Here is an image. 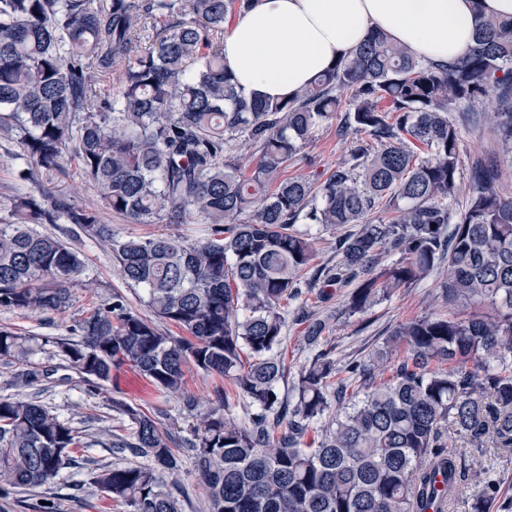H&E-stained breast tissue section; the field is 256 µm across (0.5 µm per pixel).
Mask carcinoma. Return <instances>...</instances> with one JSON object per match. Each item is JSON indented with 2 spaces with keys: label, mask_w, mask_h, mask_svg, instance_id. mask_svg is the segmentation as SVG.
Returning <instances> with one entry per match:
<instances>
[{
  "label": "carcinoma",
  "mask_w": 512,
  "mask_h": 512,
  "mask_svg": "<svg viewBox=\"0 0 512 512\" xmlns=\"http://www.w3.org/2000/svg\"><path fill=\"white\" fill-rule=\"evenodd\" d=\"M251 0H0V131L23 162L13 221L0 222V308L63 312L84 271L80 251L31 224H73L112 252L120 275L179 336L162 332L120 294L77 325L79 338L49 337L54 356L84 380H108L129 363L164 393L180 394L185 368L229 378L253 409L247 422L206 413L192 458L209 512H426L445 489L481 484L470 512H488L498 484L469 473L450 441L476 452L512 451V198L478 166L454 210L461 130L452 112L485 97L505 107L512 140V18L480 21L459 62H424L376 30L293 97L255 100L224 68L227 19ZM112 88L96 89L98 76ZM341 120H336V117ZM364 132L336 168L313 180L285 175L325 125ZM75 164L104 205L134 224H207L200 240L120 236L97 211L42 192V181ZM392 213L389 221L374 214ZM351 227L336 241L325 288L352 287L347 311L362 314L397 288L443 270L448 304L398 324L378 357L406 355L378 380L369 359L346 366L321 355L303 366L294 402L279 384L285 302L299 295L315 259L311 229ZM398 259L384 264L382 254ZM28 340L0 327V363L26 360ZM338 398L330 419V396ZM112 408L132 423L105 433L148 465L106 466L104 497L129 512H181L164 476L183 455L146 413ZM320 440L305 438L315 426ZM99 443L47 405L0 397V482L52 483L69 449Z\"/></svg>",
  "instance_id": "cac0c4a2"
}]
</instances>
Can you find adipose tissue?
<instances>
[{"instance_id":"ef3b65f1","label":"adipose tissue","mask_w":512,"mask_h":512,"mask_svg":"<svg viewBox=\"0 0 512 512\" xmlns=\"http://www.w3.org/2000/svg\"><path fill=\"white\" fill-rule=\"evenodd\" d=\"M512 17V0H254L224 39V65L247 97L292 95L370 31L418 58H460L479 18Z\"/></svg>"}]
</instances>
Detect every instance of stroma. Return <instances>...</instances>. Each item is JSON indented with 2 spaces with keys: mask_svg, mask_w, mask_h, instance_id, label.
<instances>
[{
  "mask_svg": "<svg viewBox=\"0 0 512 512\" xmlns=\"http://www.w3.org/2000/svg\"><path fill=\"white\" fill-rule=\"evenodd\" d=\"M477 121L462 124L458 182L461 192L458 205H465L471 186L472 168L476 162L491 163L496 174V185L503 196L512 197V145L503 142L498 134L501 107L496 97L481 100L477 106ZM351 142L338 136L335 127L320 130L316 139L308 143L300 160L291 165L287 173L310 178L330 171L348 153ZM48 195L79 207L95 208L102 223L111 225L121 235L148 237L157 234L192 237L199 229L196 221L186 224H132L124 217L106 208L93 187L79 178L74 166L54 174L44 181ZM76 245L85 255L84 276L93 281V289L73 287V302L65 312L31 314L20 310H0V327L10 328L21 336L38 339L39 347L26 363L0 364V396L36 399L52 407L61 419L71 421L74 427L94 434L102 429L127 436L131 433L129 418L113 410V401L119 400L143 409L167 432L181 453H188L190 440L195 435L198 416L217 404L224 393H232L234 385L227 377L192 370L186 375L185 392L196 400L195 410H187L183 398L168 396L156 388L139 393L135 386L142 375L127 364L112 368L108 381L86 382L81 378H67L65 369L59 368L51 347L44 338L71 336L75 326L88 308L111 300L121 294L138 313L146 308L137 291L128 288L112 260L111 252L99 242L79 235ZM347 289L302 288L299 296L288 305L285 336L280 351L288 365V379L282 382L283 394H290L292 383L298 378L302 366L311 357L305 343L306 325L301 313H309L325 325L320 348L338 366L352 360L368 359L382 348L393 328L428 313L447 312L448 303L441 295L439 281L429 277L424 282L392 291L367 313L351 315L346 311ZM26 368H50L53 378L29 386L20 374ZM73 462L62 470L55 481L35 489H18L0 495V512H39L42 499H54L58 512H126L124 506L107 501L93 482L103 466H125L134 463L131 453L96 445L74 449ZM482 467L490 470L499 481V495L490 512H512V455L485 449L478 458Z\"/></svg>",
  "mask_w": 512,
  "mask_h": 512,
  "instance_id": "1",
  "label": "stroma"
}]
</instances>
